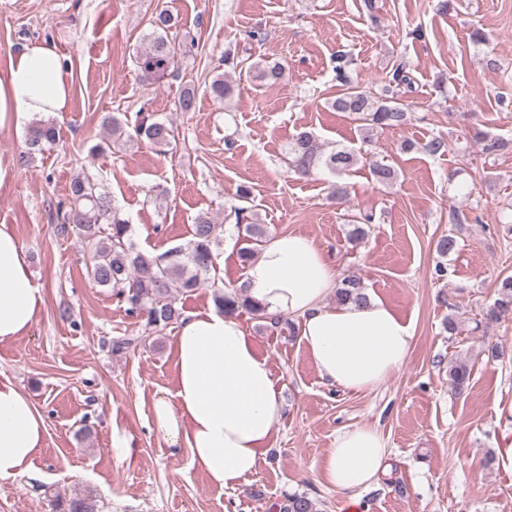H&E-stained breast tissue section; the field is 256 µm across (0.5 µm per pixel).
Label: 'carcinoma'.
<instances>
[{
  "label": "carcinoma",
  "instance_id": "cac0c4a2",
  "mask_svg": "<svg viewBox=\"0 0 512 512\" xmlns=\"http://www.w3.org/2000/svg\"><path fill=\"white\" fill-rule=\"evenodd\" d=\"M149 25L151 32L145 36V47L136 62L140 79L154 84L161 82L179 66L181 43L177 41L175 21L169 12L159 11L151 18ZM337 60L335 70L338 91L329 105L358 123L363 143L369 145L380 132L399 129L410 122L411 104L401 98L399 90L401 85L411 87V79L404 68L399 66L385 77L382 93L377 94L353 75L346 55H337ZM222 62L235 71L246 72L248 77L265 86L278 83L286 69L283 61L261 59L247 65L242 61H233L228 53L224 54ZM234 90L235 84L223 72L215 75L209 84L211 96L220 102L231 98ZM194 110L195 89L186 87L174 101V111ZM101 125L115 146L123 142H145L166 154L174 149L176 143L173 127L149 115H139L131 123L115 114H107L101 118ZM475 138L480 153L486 158L499 155L506 147L503 139L488 133L478 132ZM56 140L57 132L52 123L43 119L33 122L28 130L26 150L18 155V166H28L36 155L51 148ZM419 148L430 155H442L448 151V143L439 135L420 144ZM288 156L291 157L294 173L301 177L309 175L317 167L341 173L361 161L360 155L353 149L343 147L326 151L320 139L307 130L292 136L288 142ZM370 170L380 185H390L398 177L397 168L384 161L373 162ZM237 197L244 205L234 208L236 225H245L239 257L247 264L259 253L265 230L251 221V208L246 206L250 202V190L239 188ZM58 220L61 221L58 225L61 232L72 229L91 241L85 260L88 276L96 284L111 289L115 296L125 300L129 313L140 318L148 332L163 329L180 318L175 291L180 290L184 294L196 291L208 282L211 272L215 270L214 248L219 242V225L201 216L193 225L192 240L187 245L174 247L161 255L138 251L132 241V225L112 205L105 180L101 177L85 174L76 176L70 184L69 205L58 212ZM372 223L373 215H359L353 221L349 239H364L367 235L366 227ZM335 297L339 304H360L368 300L365 287L354 274L341 278ZM215 299L220 310L227 313L240 309L252 314L261 313V309L236 288L227 293H218ZM511 313L512 276H505L498 283L496 300L483 312V318L496 322ZM472 374L473 366L468 361L459 358L448 360V381L454 394L460 396L468 390ZM53 510L99 512L97 495L89 489L65 502L56 499L53 501ZM281 512H319V504L306 493H293L286 497Z\"/></svg>",
  "mask_w": 512,
  "mask_h": 512
}]
</instances>
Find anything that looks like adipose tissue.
<instances>
[{
  "instance_id": "adipose-tissue-1",
  "label": "adipose tissue",
  "mask_w": 512,
  "mask_h": 512,
  "mask_svg": "<svg viewBox=\"0 0 512 512\" xmlns=\"http://www.w3.org/2000/svg\"><path fill=\"white\" fill-rule=\"evenodd\" d=\"M71 90L72 72L56 47L29 46L0 70V128L68 111ZM338 280L333 261L312 239L286 233L262 247L242 283L265 314L297 318L300 340L322 378L365 395L404 365L414 331L378 299L328 304ZM43 304L15 231L0 224V340L26 334ZM174 349L175 391L155 400L156 429L173 450H188L212 484L235 487L271 446L282 389L235 315L212 308L189 314ZM45 436L44 417L29 396L1 378L0 481L30 470ZM388 455L377 427H347L323 458L318 478L339 494L344 512H361L362 494L385 473Z\"/></svg>"
}]
</instances>
